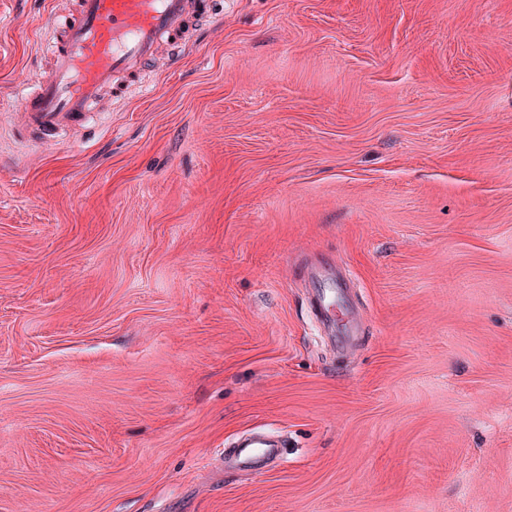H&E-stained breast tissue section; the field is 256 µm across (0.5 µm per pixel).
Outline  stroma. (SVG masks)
<instances>
[{"label": "stroma", "instance_id": "stroma-1", "mask_svg": "<svg viewBox=\"0 0 512 512\" xmlns=\"http://www.w3.org/2000/svg\"><path fill=\"white\" fill-rule=\"evenodd\" d=\"M211 6L46 147L0 0V512H512V0ZM234 448L231 466L239 470L258 469L263 459L279 454L277 445L261 436L246 438Z\"/></svg>", "mask_w": 512, "mask_h": 512}]
</instances>
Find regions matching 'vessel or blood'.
Here are the masks:
<instances>
[{"label": "vessel or blood", "instance_id": "obj_1", "mask_svg": "<svg viewBox=\"0 0 512 512\" xmlns=\"http://www.w3.org/2000/svg\"><path fill=\"white\" fill-rule=\"evenodd\" d=\"M217 19L204 0H75L67 17H54L47 55L51 74L21 96L20 132L43 144L96 111L102 93L140 75L160 49L174 53ZM271 441L252 436L235 447L231 465L258 469L277 454Z\"/></svg>", "mask_w": 512, "mask_h": 512}]
</instances>
